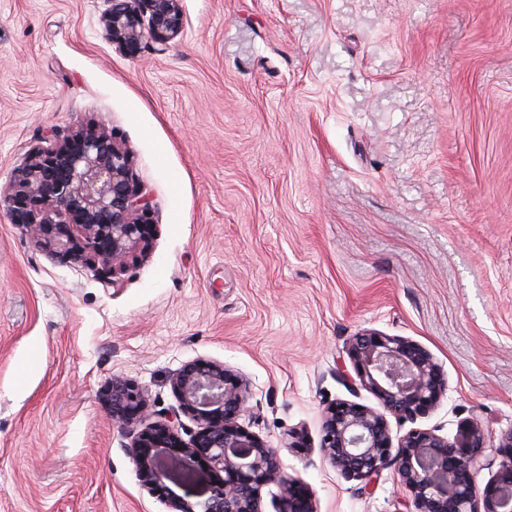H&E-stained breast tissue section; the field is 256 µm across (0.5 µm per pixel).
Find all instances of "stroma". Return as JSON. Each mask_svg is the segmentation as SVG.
<instances>
[{
	"instance_id": "35a3bbf8",
	"label": "stroma",
	"mask_w": 512,
	"mask_h": 512,
	"mask_svg": "<svg viewBox=\"0 0 512 512\" xmlns=\"http://www.w3.org/2000/svg\"><path fill=\"white\" fill-rule=\"evenodd\" d=\"M183 6L182 36L132 58L103 0H0V184L50 131L102 127L154 220L114 286L0 213V512H169L104 395L134 381L163 417L197 359L247 378L244 427L317 512H409L395 466L362 491L321 459L320 414L375 405L343 377L374 328L448 379L393 437L512 430V0Z\"/></svg>"
}]
</instances>
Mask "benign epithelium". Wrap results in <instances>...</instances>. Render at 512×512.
I'll return each instance as SVG.
<instances>
[{"mask_svg":"<svg viewBox=\"0 0 512 512\" xmlns=\"http://www.w3.org/2000/svg\"><path fill=\"white\" fill-rule=\"evenodd\" d=\"M105 38L136 57L151 42L163 51L185 28L183 0H104ZM42 251L84 266L118 285V275L145 254L153 236L147 194L134 179L132 157L103 128L52 131L29 146L0 185V212ZM354 374L346 380L373 394L377 405L337 400L322 411L319 454L347 480L369 485L396 467L412 512H512V430L501 436L498 469L481 479L491 433L476 418L448 439L414 428L393 439L387 416L414 421L437 406L447 382L430 353L415 341L363 329L346 349ZM178 407L151 420L145 391L114 378L106 394L112 425L126 439L142 486L161 495L172 512H266L262 490L279 487L274 512H317L303 480L286 473L280 449L244 428L249 383L226 365L204 359L170 379ZM199 429L179 436L181 416ZM204 461L214 471L195 498L167 486L196 482Z\"/></svg>","mask_w":512,"mask_h":512,"instance_id":"7a95c632","label":"benign epithelium"}]
</instances>
